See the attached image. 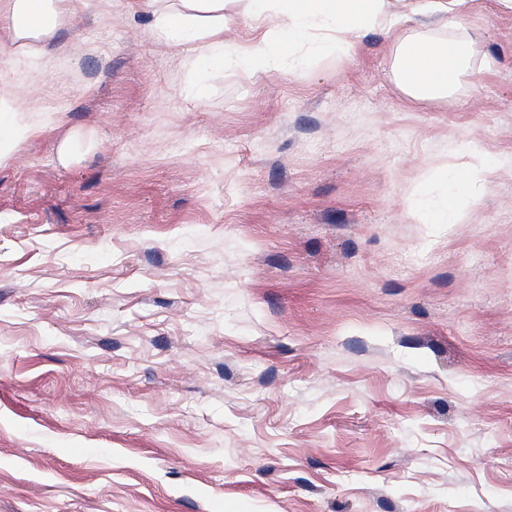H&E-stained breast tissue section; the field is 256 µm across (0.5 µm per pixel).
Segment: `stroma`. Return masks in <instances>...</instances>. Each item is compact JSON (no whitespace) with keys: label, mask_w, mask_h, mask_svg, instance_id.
<instances>
[{"label":"stroma","mask_w":512,"mask_h":512,"mask_svg":"<svg viewBox=\"0 0 512 512\" xmlns=\"http://www.w3.org/2000/svg\"><path fill=\"white\" fill-rule=\"evenodd\" d=\"M494 67L397 90L387 37L284 75L187 67L93 0L0 73V512H512V166L465 221L456 145L512 154ZM0 112L10 113L12 116L10 136L12 141L17 142L34 130L24 115V112L31 111L16 102L7 84H1Z\"/></svg>","instance_id":"stroma-1"}]
</instances>
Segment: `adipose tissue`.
I'll use <instances>...</instances> for the list:
<instances>
[{
    "mask_svg": "<svg viewBox=\"0 0 512 512\" xmlns=\"http://www.w3.org/2000/svg\"><path fill=\"white\" fill-rule=\"evenodd\" d=\"M467 0H247L256 21L270 24L281 45L268 51L266 41L242 47L224 39V0H178L176 7L158 13L153 37L166 42L178 37L196 43L209 54L210 64L241 71L247 76L285 73L306 62L305 46L315 44L325 54L352 51L367 32L387 30L389 55L397 87L408 101H448L463 78L473 75L481 53L465 16ZM92 0H0V27L9 30L15 50L31 67L42 64L40 46L57 28L87 11ZM430 20L454 31L451 39L434 38L402 28L404 20ZM466 157L463 177L449 175L448 193L456 203L436 216L439 224H457L477 205L486 188L493 162L460 144Z\"/></svg>",
    "mask_w": 512,
    "mask_h": 512,
    "instance_id": "1",
    "label": "adipose tissue"
}]
</instances>
